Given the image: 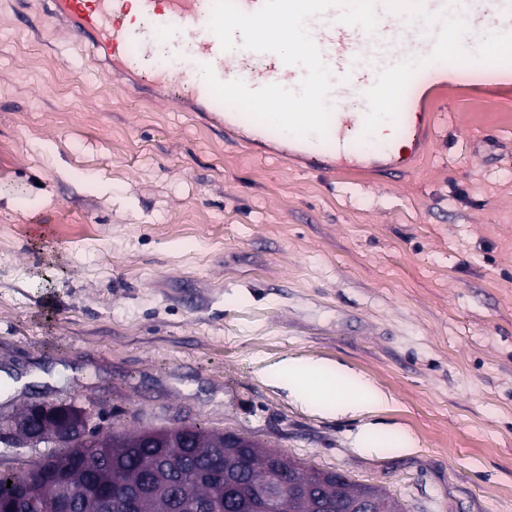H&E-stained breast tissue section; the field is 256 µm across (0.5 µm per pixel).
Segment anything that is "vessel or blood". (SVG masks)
I'll list each match as a JSON object with an SVG mask.
<instances>
[{
	"instance_id": "1",
	"label": "vessel or blood",
	"mask_w": 512,
	"mask_h": 512,
	"mask_svg": "<svg viewBox=\"0 0 512 512\" xmlns=\"http://www.w3.org/2000/svg\"><path fill=\"white\" fill-rule=\"evenodd\" d=\"M46 19L72 41L87 42L101 55L114 79L133 80L147 97L177 99L181 111L206 113L216 131L240 125L241 114L231 107L215 109L201 72L211 65L223 81L234 74L226 52L208 26L210 13L200 0H46ZM378 24L374 33L338 22V9L309 20L308 28L333 74L330 102L333 112L326 139L298 137L265 124L249 122L241 143L260 136L276 143L285 160L303 159L323 176L372 165L388 182H398L416 165L428 132L419 121L423 89L445 73L451 44L449 30L491 32L498 44H512V0H376ZM165 31L178 38L168 52L169 65L150 76H136L133 49H146ZM258 71L245 76L248 87L278 84L298 89L305 74L270 52L257 53ZM398 133L394 144L363 149L380 127Z\"/></svg>"
}]
</instances>
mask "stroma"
Wrapping results in <instances>:
<instances>
[{
    "mask_svg": "<svg viewBox=\"0 0 512 512\" xmlns=\"http://www.w3.org/2000/svg\"><path fill=\"white\" fill-rule=\"evenodd\" d=\"M92 59L39 0H0V417L194 423L406 512H512V123L450 89L405 180L331 181ZM291 357L391 402L300 399Z\"/></svg>",
    "mask_w": 512,
    "mask_h": 512,
    "instance_id": "1",
    "label": "stroma"
}]
</instances>
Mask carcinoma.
<instances>
[{"instance_id":"carcinoma-1","label":"carcinoma","mask_w":512,"mask_h":512,"mask_svg":"<svg viewBox=\"0 0 512 512\" xmlns=\"http://www.w3.org/2000/svg\"><path fill=\"white\" fill-rule=\"evenodd\" d=\"M250 448H231L224 434L187 426L177 444L147 432L112 431L103 442L68 439L58 450L20 471H0V502L13 512H31L37 499L50 506L57 483L83 480V461H100L104 482L141 496L134 512H351L366 496L379 499L385 512H404L385 489L356 485L343 473L307 468L288 456L248 439ZM12 484H7V481ZM287 487L296 497L268 499L251 508L260 486Z\"/></svg>"}]
</instances>
